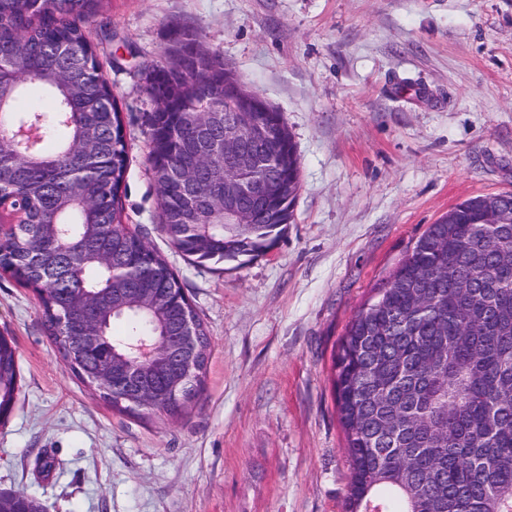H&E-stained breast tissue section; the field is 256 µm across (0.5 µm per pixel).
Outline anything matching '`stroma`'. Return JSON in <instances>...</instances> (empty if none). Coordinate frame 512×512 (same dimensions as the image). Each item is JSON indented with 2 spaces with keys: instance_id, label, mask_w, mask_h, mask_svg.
Listing matches in <instances>:
<instances>
[{
  "instance_id": "35a3bbf8",
  "label": "stroma",
  "mask_w": 512,
  "mask_h": 512,
  "mask_svg": "<svg viewBox=\"0 0 512 512\" xmlns=\"http://www.w3.org/2000/svg\"><path fill=\"white\" fill-rule=\"evenodd\" d=\"M97 43L122 114L123 221L168 259L205 323L203 392L169 418L112 409L65 364L35 292L0 276L20 391L0 492L42 512H344L334 400L345 329L456 203L512 192V0H103ZM195 32L282 113L301 166L270 254L193 263L160 225L145 70Z\"/></svg>"
}]
</instances>
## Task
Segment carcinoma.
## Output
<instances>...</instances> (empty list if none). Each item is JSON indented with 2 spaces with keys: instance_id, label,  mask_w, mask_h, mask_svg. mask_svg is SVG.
<instances>
[{
  "instance_id": "1",
  "label": "carcinoma",
  "mask_w": 512,
  "mask_h": 512,
  "mask_svg": "<svg viewBox=\"0 0 512 512\" xmlns=\"http://www.w3.org/2000/svg\"><path fill=\"white\" fill-rule=\"evenodd\" d=\"M99 15L111 36L102 0H0V272L43 293V325L76 375L120 359L132 345L176 335L195 322L205 346L198 364L154 361L141 380L144 404L121 382L90 386L113 408L168 417L185 413L203 390L210 337L186 301L166 259L122 220L127 170L122 115L95 62L82 21ZM196 38L173 29L171 52L194 55ZM236 73L214 54L185 82L170 112L147 117L149 160L176 169L224 136L209 113L188 121L184 107L204 101L224 110V77ZM173 73L155 69L153 89L167 93ZM54 101L18 108L28 86ZM273 132L269 164L258 178L288 184V197L257 206L256 222L229 224L218 158L196 161L193 191L198 222L181 217L186 189L160 184V221L170 242L198 263L253 260L275 246L293 220L300 191L297 147L282 113H251ZM39 129L28 144L13 131ZM476 198L454 206L457 224H431L374 297L353 316L333 359L336 412L351 475L346 512H512V224H485ZM93 296L88 317L100 323L92 350L81 341L74 306ZM151 294L165 297L155 307ZM13 338L0 334V421L19 388ZM0 512H40L24 493L0 494Z\"/></svg>"
}]
</instances>
